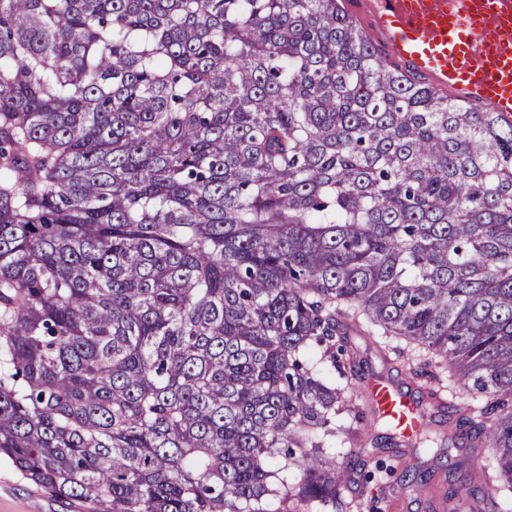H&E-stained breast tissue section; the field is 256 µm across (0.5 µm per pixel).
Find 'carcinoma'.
Instances as JSON below:
<instances>
[{"mask_svg": "<svg viewBox=\"0 0 512 512\" xmlns=\"http://www.w3.org/2000/svg\"><path fill=\"white\" fill-rule=\"evenodd\" d=\"M352 333L463 382L439 439L512 492V118L340 0H0V456L102 512H329Z\"/></svg>", "mask_w": 512, "mask_h": 512, "instance_id": "1", "label": "carcinoma"}]
</instances>
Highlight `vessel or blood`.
<instances>
[{
	"instance_id": "1",
	"label": "vessel or blood",
	"mask_w": 512,
	"mask_h": 512,
	"mask_svg": "<svg viewBox=\"0 0 512 512\" xmlns=\"http://www.w3.org/2000/svg\"><path fill=\"white\" fill-rule=\"evenodd\" d=\"M387 63L450 90L468 106L512 117V0H358ZM376 411L401 435L421 424L394 385H369Z\"/></svg>"
}]
</instances>
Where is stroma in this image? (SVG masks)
<instances>
[{"label": "stroma", "mask_w": 512, "mask_h": 512, "mask_svg": "<svg viewBox=\"0 0 512 512\" xmlns=\"http://www.w3.org/2000/svg\"><path fill=\"white\" fill-rule=\"evenodd\" d=\"M357 354L347 376L359 388H366L373 379L387 380L413 398L426 413L431 430L448 425L446 410L433 407L427 397L433 383L426 378H412L411 368L418 360L393 350L381 349L379 342L365 336H353ZM376 443L358 448L346 438L336 440L333 452L337 461L352 470V480L344 489L342 512H470L466 490L478 481L479 473L494 474L493 451L480 443L460 442L442 448L429 444L415 449L398 443L384 425H376ZM387 464L406 462L420 475L429 478L430 487L417 492L401 485L398 477L376 473L371 482L362 476L374 471L377 459ZM0 512H96L78 500L56 495L37 487L10 460L0 456Z\"/></svg>", "instance_id": "obj_1"}]
</instances>
